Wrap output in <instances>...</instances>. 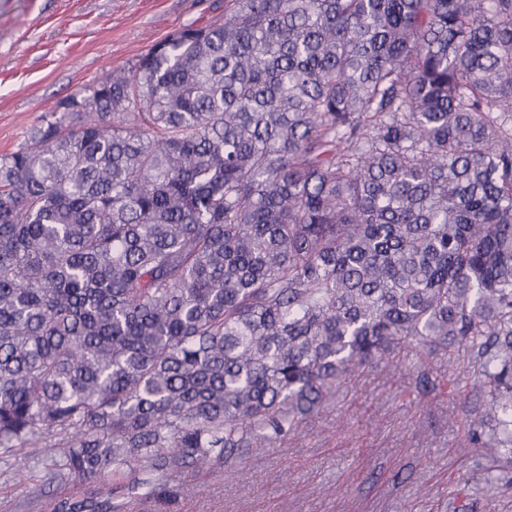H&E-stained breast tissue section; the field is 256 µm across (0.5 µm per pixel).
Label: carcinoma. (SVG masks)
I'll return each mask as SVG.
<instances>
[{
  "label": "carcinoma",
  "instance_id": "obj_1",
  "mask_svg": "<svg viewBox=\"0 0 512 512\" xmlns=\"http://www.w3.org/2000/svg\"><path fill=\"white\" fill-rule=\"evenodd\" d=\"M456 349L511 470L512 0H225L0 159V447L89 486L56 512Z\"/></svg>",
  "mask_w": 512,
  "mask_h": 512
}]
</instances>
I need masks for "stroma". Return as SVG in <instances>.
<instances>
[{
  "mask_svg": "<svg viewBox=\"0 0 512 512\" xmlns=\"http://www.w3.org/2000/svg\"><path fill=\"white\" fill-rule=\"evenodd\" d=\"M224 0H0V156L24 146L60 101L127 66ZM416 355L356 370L335 404L231 472H191L121 512H512V482L485 492L486 460L466 448L476 379L464 352L431 364L445 382L415 387ZM84 486L50 460L0 447V512H55Z\"/></svg>",
  "mask_w": 512,
  "mask_h": 512,
  "instance_id": "obj_1",
  "label": "stroma"
}]
</instances>
